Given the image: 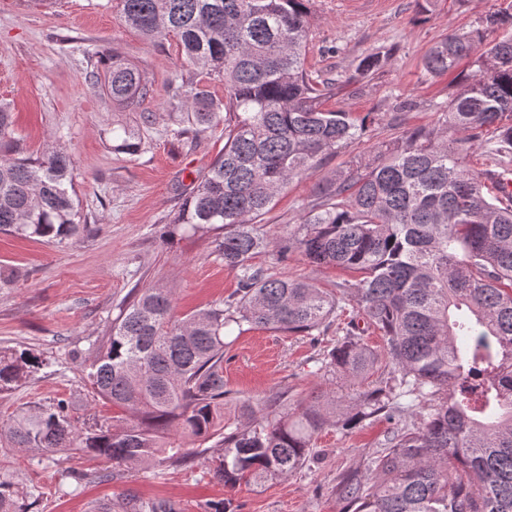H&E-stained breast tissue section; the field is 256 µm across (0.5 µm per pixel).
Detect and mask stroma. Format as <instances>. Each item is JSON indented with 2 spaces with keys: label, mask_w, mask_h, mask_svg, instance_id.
Segmentation results:
<instances>
[{
  "label": "stroma",
  "mask_w": 512,
  "mask_h": 512,
  "mask_svg": "<svg viewBox=\"0 0 512 512\" xmlns=\"http://www.w3.org/2000/svg\"><path fill=\"white\" fill-rule=\"evenodd\" d=\"M502 0H430L418 14L415 0H311L305 68L313 77L343 80L327 109L380 120L365 135L323 160L312 175L294 179L265 215V231L278 240L299 223L323 182L356 161L371 162L399 130L435 123L441 106L461 90L451 75L425 77L423 59L435 42L477 27ZM117 49L145 70L150 96L135 108L113 104L88 78L92 55ZM387 54L379 73L355 78L359 60ZM205 88L214 101L224 84L184 61L174 37L150 41L127 26L119 0H56L39 7L32 0H0V104L12 112L13 138L37 157L58 146L74 162L72 182L85 232L65 245L0 234V347L26 350L41 358V369L0 394V422L22 408L65 401L77 426L111 417V405L97 398L87 380L88 366L135 288L173 293L176 317L229 296L234 271L217 251L223 233L179 234L166 238L168 215L177 211L201 172L224 146V129L182 134L179 85ZM397 127L388 119L403 100ZM129 128L141 141L136 154L114 150L113 131ZM254 263L273 276L286 274L333 291L345 271L311 266L301 255L281 262L274 250ZM353 300L324 333L307 336L251 329L226 336L224 388L236 406L282 399L284 411L298 412L322 390L321 358L355 319ZM336 415L315 434V459L297 473L258 485L230 487L214 478L211 459L222 453L208 442L207 456L179 468L131 469L90 459L75 448L58 452L18 449L0 457V480L18 489L16 512H144L163 503L171 512H208L225 503L229 512H343L336 493L340 476L363 469L395 429L417 424L408 411L389 421L363 420L345 430L348 390L335 388Z\"/></svg>",
  "instance_id": "stroma-1"
}]
</instances>
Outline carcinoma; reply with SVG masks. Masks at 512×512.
Returning a JSON list of instances; mask_svg holds the SVG:
<instances>
[{"label":"carcinoma","instance_id":"obj_1","mask_svg":"<svg viewBox=\"0 0 512 512\" xmlns=\"http://www.w3.org/2000/svg\"><path fill=\"white\" fill-rule=\"evenodd\" d=\"M308 0H120L127 25L147 39L173 35L188 63L224 82V102L192 89L185 106L197 133L224 125V148L197 179L169 234L217 227L224 266L238 288L183 318L171 291L142 288L112 325L89 365L97 397L124 413L74 425L65 401L19 411L0 425V448H77L119 466L181 467L216 439L214 476L234 486L286 478L311 457V440L336 410L325 392L300 413L270 420L243 405L224 421L226 328H270L309 336L342 309L343 294L379 333L387 361L374 387L351 398L342 421L387 420L417 404L420 426L398 429L370 455L366 474L344 473L338 497L353 512H512V194L485 189L466 164L487 135L512 152V0L478 27L432 46L426 75L457 72L461 92L430 126L406 129L373 163L326 181L318 201L275 249L315 266L354 273L334 294L252 264L268 246L262 219L292 179L366 132L369 117L327 110L336 83L304 67ZM89 72L113 102L131 106L152 91L144 70L103 50ZM387 57L371 53L355 73L369 77ZM12 115L0 106V232L63 244L84 230L71 157L26 156L11 147ZM114 149L134 154L123 130ZM43 362L0 349V391ZM378 354L353 324L320 370L353 385L377 370ZM0 481V512H15Z\"/></svg>","mask_w":512,"mask_h":512}]
</instances>
